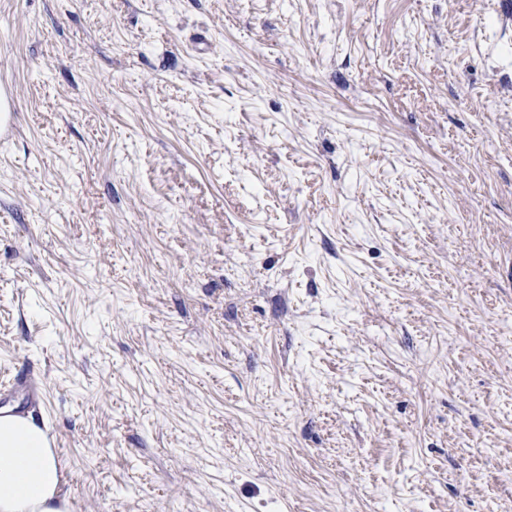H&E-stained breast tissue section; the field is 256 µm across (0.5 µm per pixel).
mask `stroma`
<instances>
[{
  "label": "stroma",
  "mask_w": 512,
  "mask_h": 512,
  "mask_svg": "<svg viewBox=\"0 0 512 512\" xmlns=\"http://www.w3.org/2000/svg\"><path fill=\"white\" fill-rule=\"evenodd\" d=\"M0 80L72 512H512V0H0Z\"/></svg>",
  "instance_id": "stroma-1"
}]
</instances>
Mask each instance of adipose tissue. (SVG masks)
I'll return each mask as SVG.
<instances>
[{
	"label": "adipose tissue",
	"instance_id": "1",
	"mask_svg": "<svg viewBox=\"0 0 512 512\" xmlns=\"http://www.w3.org/2000/svg\"><path fill=\"white\" fill-rule=\"evenodd\" d=\"M53 448L30 418L0 413V512H70Z\"/></svg>",
	"mask_w": 512,
	"mask_h": 512
}]
</instances>
